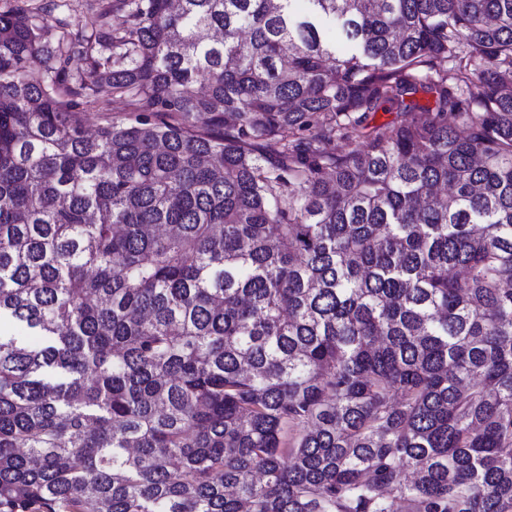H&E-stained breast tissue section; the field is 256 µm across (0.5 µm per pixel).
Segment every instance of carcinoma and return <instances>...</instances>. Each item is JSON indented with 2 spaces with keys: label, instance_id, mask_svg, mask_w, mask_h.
Segmentation results:
<instances>
[{
  "label": "carcinoma",
  "instance_id": "obj_1",
  "mask_svg": "<svg viewBox=\"0 0 512 512\" xmlns=\"http://www.w3.org/2000/svg\"><path fill=\"white\" fill-rule=\"evenodd\" d=\"M90 29L0 11V512H512V0ZM388 105L380 108L378 112H370L367 116L366 125L367 129L365 131H372L375 127H378L385 123L395 122H405L412 118L413 113L410 112H395L396 110H391L388 112Z\"/></svg>",
  "mask_w": 512,
  "mask_h": 512
}]
</instances>
